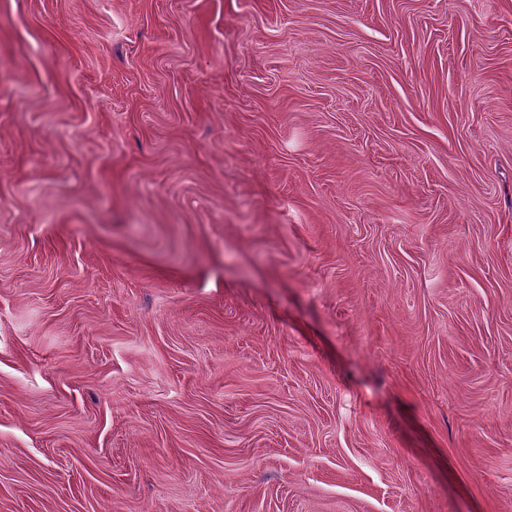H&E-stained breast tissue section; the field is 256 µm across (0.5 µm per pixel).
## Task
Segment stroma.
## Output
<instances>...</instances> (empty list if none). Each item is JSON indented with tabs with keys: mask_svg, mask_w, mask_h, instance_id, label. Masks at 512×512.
<instances>
[{
	"mask_svg": "<svg viewBox=\"0 0 512 512\" xmlns=\"http://www.w3.org/2000/svg\"><path fill=\"white\" fill-rule=\"evenodd\" d=\"M0 512H512V0H0Z\"/></svg>",
	"mask_w": 512,
	"mask_h": 512,
	"instance_id": "stroma-1",
	"label": "stroma"
}]
</instances>
